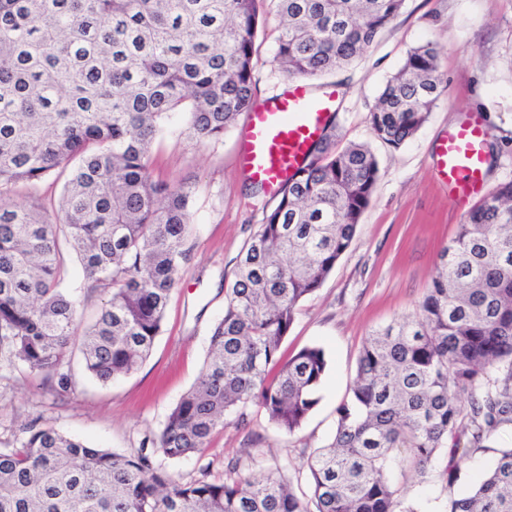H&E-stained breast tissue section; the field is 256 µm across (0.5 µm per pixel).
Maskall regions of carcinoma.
<instances>
[{"instance_id":"carcinoma-1","label":"carcinoma","mask_w":512,"mask_h":512,"mask_svg":"<svg viewBox=\"0 0 512 512\" xmlns=\"http://www.w3.org/2000/svg\"><path fill=\"white\" fill-rule=\"evenodd\" d=\"M405 0H0V349L56 378L71 346L107 384L135 372L162 331L187 259L192 191L152 179V147L180 112L197 141L218 140L253 107L258 27L278 19L274 60L292 78L343 68ZM438 52L412 48L369 124L400 148L441 93ZM329 121L307 165L241 254L224 289L201 378L172 407L156 445L168 460L210 446L226 417L254 404L292 435L319 402L328 360L280 348L299 304L349 247L376 191L367 143L335 147ZM63 180L58 210L9 204L15 186ZM108 294L79 327L62 284ZM331 443L310 454L309 492L288 465L255 476L178 483L144 454L92 448L52 425L0 449V512H416L390 471L403 450L424 468L468 432L473 445L512 423V180L477 203L439 254L413 317L372 331ZM450 449L447 482L469 454ZM448 512H512V447Z\"/></svg>"}]
</instances>
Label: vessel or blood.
<instances>
[{"instance_id": "obj_1", "label": "vessel or blood", "mask_w": 512, "mask_h": 512, "mask_svg": "<svg viewBox=\"0 0 512 512\" xmlns=\"http://www.w3.org/2000/svg\"><path fill=\"white\" fill-rule=\"evenodd\" d=\"M335 101L334 94H315L311 82L296 81L254 108L238 152L244 176L272 193L294 178L305 166L308 149L331 117ZM487 136L482 121L474 116L437 145V166L452 200L463 203L481 191Z\"/></svg>"}]
</instances>
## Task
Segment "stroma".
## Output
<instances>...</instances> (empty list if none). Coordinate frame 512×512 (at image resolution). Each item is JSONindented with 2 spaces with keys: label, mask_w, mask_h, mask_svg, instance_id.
<instances>
[{
  "label": "stroma",
  "mask_w": 512,
  "mask_h": 512,
  "mask_svg": "<svg viewBox=\"0 0 512 512\" xmlns=\"http://www.w3.org/2000/svg\"><path fill=\"white\" fill-rule=\"evenodd\" d=\"M275 17L258 31L254 100L262 102L288 82L273 61ZM432 43L439 52L443 93L420 130L399 149L374 141L368 122L390 77L408 52ZM338 91L336 144L371 143L379 159L378 186L347 251L321 287L299 307L280 354L322 347L328 369L319 402L292 436L276 431L264 411L249 406L246 424L228 419L209 448L165 462L176 481L219 479L229 459L246 473L275 463L300 467L327 445L336 429V409L347 397L362 343L373 328L414 315L435 271L438 255L470 210L456 204L434 162L449 128L479 115L490 130L486 141L485 191L512 180V0H406L392 24L352 66L323 77ZM173 117L152 149L155 179L193 191L191 245L169 301L164 325L139 369L104 385L90 377L79 350H72L66 393L51 390L44 372L11 365L0 355V449L18 446L26 426L50 424L92 447L123 455L144 453L163 462L157 437L174 404L199 379L210 331L224 314V286L237 258L276 203L254 192L237 168L240 125L217 141L196 142ZM455 484L444 474L447 454L424 473L395 469L402 496L422 512H446L448 498L469 489L499 449L512 446V425L499 428L471 450Z\"/></svg>",
  "instance_id": "stroma-1"
}]
</instances>
